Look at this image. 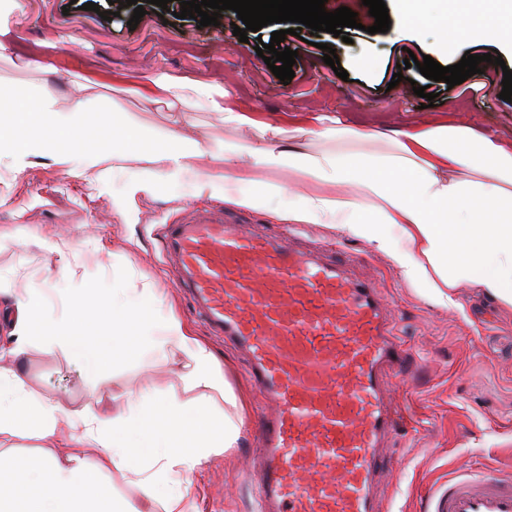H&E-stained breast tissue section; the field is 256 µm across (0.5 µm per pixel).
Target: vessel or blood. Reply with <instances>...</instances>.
I'll return each instance as SVG.
<instances>
[{
	"instance_id": "1",
	"label": "vessel or blood",
	"mask_w": 512,
	"mask_h": 512,
	"mask_svg": "<svg viewBox=\"0 0 512 512\" xmlns=\"http://www.w3.org/2000/svg\"><path fill=\"white\" fill-rule=\"evenodd\" d=\"M164 239L178 288L246 354L269 406L250 472L260 512H385L386 395L409 356L378 287L220 210L166 224ZM446 512H512V480L450 478Z\"/></svg>"
}]
</instances>
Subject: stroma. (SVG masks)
Listing matches in <instances>:
<instances>
[{
    "label": "stroma",
    "instance_id": "stroma-1",
    "mask_svg": "<svg viewBox=\"0 0 512 512\" xmlns=\"http://www.w3.org/2000/svg\"><path fill=\"white\" fill-rule=\"evenodd\" d=\"M19 2L11 33L15 54L0 61V81L42 84L63 94L79 90L94 108L124 113L141 124L167 127L174 118L164 104L136 93L144 74L157 70L224 85L261 119L282 127L286 139L294 135L289 117L337 112L381 131L446 116L512 140V101L499 97L503 71L512 70V52L502 51V64L481 63L480 73L451 88L428 81L414 66L392 84L398 64L411 54H431L439 32L428 26L369 33L375 19L361 0L352 7L357 27L343 28L341 36L306 27L286 36L285 46L297 53L295 76L286 83L255 51L258 41H270L277 31L274 23L242 42L233 34L236 12L223 11L219 25L202 28L197 20L177 18L181 0H170L164 9L147 5L133 30L130 6L120 5L118 17L102 19L108 0H94L92 11L85 10L86 0ZM327 46L335 49L347 78L324 63ZM425 85L436 93L429 108L413 92ZM186 131L218 144L253 137L250 129L226 125L204 110L192 113ZM120 192L117 186L97 191L47 158L34 159L19 173L0 165V280L19 293L56 283L61 270L51 246L64 241L74 248L71 267L77 278L92 282L104 269L125 265L135 279L153 282L172 298L179 317L217 355L232 386L248 394L240 448L192 480L187 502L194 512H259L247 474L258 453L255 432L264 404L244 360L192 315L165 256L164 225L196 202L162 190L119 209ZM299 233L311 243L337 246L339 256L376 279L410 352V371L391 385L400 425L386 446L389 512H443L448 475L462 465L477 477L512 472V312L472 288L461 289L457 309L435 306L401 278L391 257L365 241L322 224L300 225ZM23 375L42 396L73 409L95 407L99 389L109 381L156 394L176 384L164 355L145 345L133 346L126 371L115 375L94 373L71 355L34 349Z\"/></svg>",
    "mask_w": 512,
    "mask_h": 512
}]
</instances>
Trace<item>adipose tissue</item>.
Wrapping results in <instances>:
<instances>
[{"mask_svg": "<svg viewBox=\"0 0 512 512\" xmlns=\"http://www.w3.org/2000/svg\"><path fill=\"white\" fill-rule=\"evenodd\" d=\"M398 24H441L445 42L473 33L512 48V0H391ZM142 90L170 111L202 108L225 124L246 126L253 140L222 146L172 128L92 111L88 98L60 102L43 87L0 84V160L24 170L35 158L84 177L97 189L119 179L130 161L141 177L122 181L116 205L160 189L190 199L221 198L289 224H326L388 254L409 284L452 308L457 292L475 288L512 310V143L440 121L383 135L381 150L341 118L313 113L330 148L309 152L271 146L277 130L258 120L216 83L148 73ZM285 170L316 184L310 194L251 178ZM120 180V179H119ZM17 316L0 347V512H116L91 469L119 476L140 499L135 512H188L182 483L210 459L238 447L247 405L204 341L193 336L158 288L122 268L90 287L75 277L13 298ZM160 350L176 367L182 395L159 399L108 387L98 410H69L31 388L21 372L32 348L103 353L112 372L127 367L129 345ZM222 399L224 408L210 403ZM31 431L46 447L27 478L13 442ZM97 456L88 467L86 454Z\"/></svg>", "mask_w": 512, "mask_h": 512, "instance_id": "adipose-tissue-1", "label": "adipose tissue"}]
</instances>
